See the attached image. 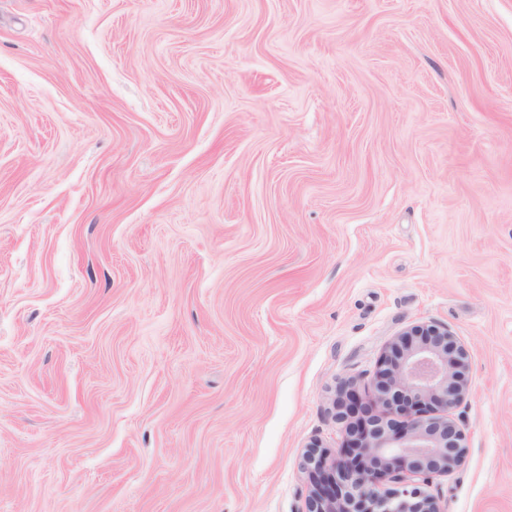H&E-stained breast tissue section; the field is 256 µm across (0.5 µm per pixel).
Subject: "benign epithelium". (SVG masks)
<instances>
[{
	"label": "benign epithelium",
	"mask_w": 512,
	"mask_h": 512,
	"mask_svg": "<svg viewBox=\"0 0 512 512\" xmlns=\"http://www.w3.org/2000/svg\"><path fill=\"white\" fill-rule=\"evenodd\" d=\"M470 358L448 328L418 323L379 356L371 400L340 381L341 451L308 444L307 512H441L426 486L464 462L467 437L449 412L470 395Z\"/></svg>",
	"instance_id": "7a95c632"
}]
</instances>
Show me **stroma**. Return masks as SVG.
<instances>
[{
	"label": "stroma",
	"instance_id": "1",
	"mask_svg": "<svg viewBox=\"0 0 512 512\" xmlns=\"http://www.w3.org/2000/svg\"><path fill=\"white\" fill-rule=\"evenodd\" d=\"M429 322L512 512V0H0V512H306Z\"/></svg>",
	"mask_w": 512,
	"mask_h": 512
}]
</instances>
